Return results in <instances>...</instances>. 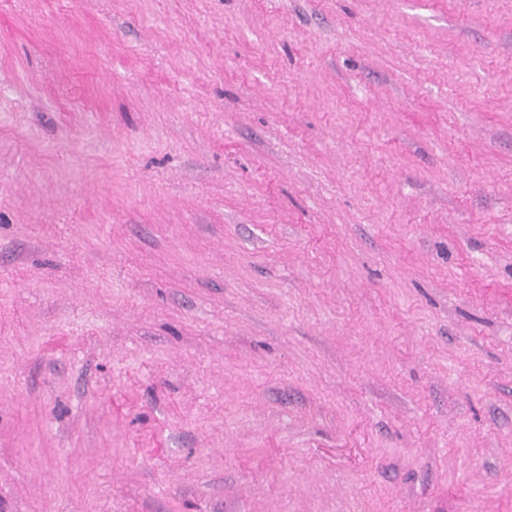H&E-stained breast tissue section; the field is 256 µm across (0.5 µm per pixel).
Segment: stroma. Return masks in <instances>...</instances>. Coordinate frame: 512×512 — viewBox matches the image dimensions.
<instances>
[{
	"instance_id": "obj_1",
	"label": "stroma",
	"mask_w": 512,
	"mask_h": 512,
	"mask_svg": "<svg viewBox=\"0 0 512 512\" xmlns=\"http://www.w3.org/2000/svg\"><path fill=\"white\" fill-rule=\"evenodd\" d=\"M0 512H512V0H0Z\"/></svg>"
}]
</instances>
